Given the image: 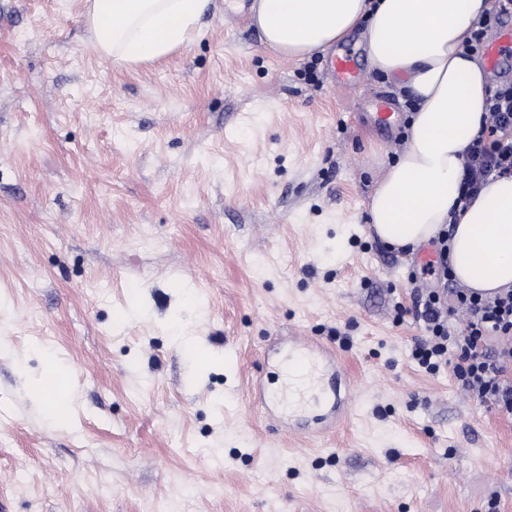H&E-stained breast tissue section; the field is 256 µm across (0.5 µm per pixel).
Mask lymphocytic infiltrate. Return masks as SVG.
<instances>
[{"label": "lymphocytic infiltrate", "mask_w": 512, "mask_h": 512, "mask_svg": "<svg viewBox=\"0 0 512 512\" xmlns=\"http://www.w3.org/2000/svg\"><path fill=\"white\" fill-rule=\"evenodd\" d=\"M485 110L487 121L463 168L462 195L467 199L489 176L512 173V85L490 90ZM431 246L434 257L421 271L432 284L418 290L414 299L425 334L411 356L432 374L439 373L449 356H456L454 372L461 388L512 417V289L488 298L451 287L447 233H439Z\"/></svg>", "instance_id": "obj_1"}]
</instances>
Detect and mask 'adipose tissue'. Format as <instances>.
<instances>
[{"instance_id": "obj_1", "label": "adipose tissue", "mask_w": 512, "mask_h": 512, "mask_svg": "<svg viewBox=\"0 0 512 512\" xmlns=\"http://www.w3.org/2000/svg\"><path fill=\"white\" fill-rule=\"evenodd\" d=\"M210 0H91L96 51L118 67L170 57L195 32ZM491 0H255L266 46L302 59L362 29L368 57L415 101L404 150L369 196L377 236L416 246L452 226L449 264L462 286L512 288V177H489L460 198L466 154L484 125L489 74L463 45Z\"/></svg>"}]
</instances>
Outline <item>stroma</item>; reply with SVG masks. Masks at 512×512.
I'll return each mask as SVG.
<instances>
[{"label":"stroma","instance_id":"35a3bbf8","mask_svg":"<svg viewBox=\"0 0 512 512\" xmlns=\"http://www.w3.org/2000/svg\"><path fill=\"white\" fill-rule=\"evenodd\" d=\"M253 3L120 68L88 0H0V512H512V417L412 360L424 278L367 222L411 98L358 34L352 84L280 56ZM292 336L358 391L320 448L255 409Z\"/></svg>","mask_w":512,"mask_h":512}]
</instances>
